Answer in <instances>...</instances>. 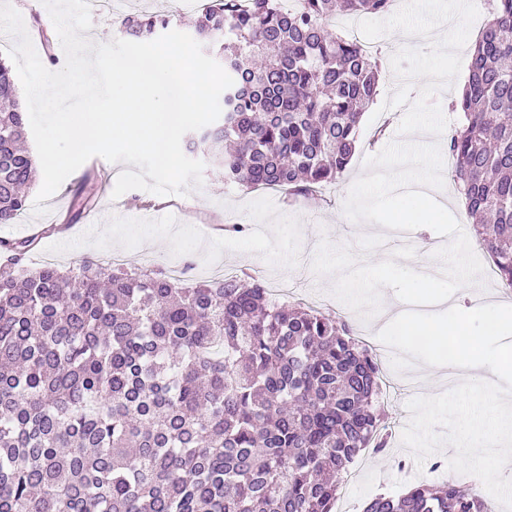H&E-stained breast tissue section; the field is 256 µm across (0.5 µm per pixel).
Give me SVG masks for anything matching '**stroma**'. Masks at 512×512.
<instances>
[{
	"label": "stroma",
	"mask_w": 512,
	"mask_h": 512,
	"mask_svg": "<svg viewBox=\"0 0 512 512\" xmlns=\"http://www.w3.org/2000/svg\"><path fill=\"white\" fill-rule=\"evenodd\" d=\"M10 2L22 15L44 66L62 69L64 59L54 55L58 35L41 0ZM406 44V39L393 32L370 42L381 68L377 103H384L400 83L391 57ZM403 114V109L395 108L374 119L362 116L350 167L338 185L325 186L310 198L291 199L278 190H246L224 182L206 165L202 186L188 195L161 197L131 190L116 199L111 189L102 187L99 175L84 165L48 199L45 214L26 209L15 223L0 224V238L32 239L23 260L29 268L42 266L47 257L65 266L83 257L102 263L118 253L130 268L184 269L189 284L220 280L242 270L262 281L269 293H282L283 303L301 302L348 317L358 337L370 346L390 344V352L381 354L379 361L387 390L382 408L393 435L383 452L365 449L350 467L355 477L348 506L351 512H362L364 503L377 494H398L419 481L447 483L449 470L443 462L448 453L434 450L427 430L451 441L457 435L482 430L481 415L489 408L488 401L479 396L452 395L447 407L425 419V394L402 386L404 372L420 359V351L391 345L388 333L370 321L384 296L404 298L416 287V266L406 263L386 269L371 265L369 254L375 244L358 236L343 204L352 184L366 173L365 158L397 140ZM84 180L96 188L88 209L73 195ZM111 205L120 210L121 218L103 236L91 219ZM229 224L246 225L247 231L228 233L225 227Z\"/></svg>",
	"instance_id": "stroma-1"
}]
</instances>
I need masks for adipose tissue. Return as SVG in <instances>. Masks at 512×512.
<instances>
[{
	"label": "adipose tissue",
	"mask_w": 512,
	"mask_h": 512,
	"mask_svg": "<svg viewBox=\"0 0 512 512\" xmlns=\"http://www.w3.org/2000/svg\"><path fill=\"white\" fill-rule=\"evenodd\" d=\"M378 262L390 265L416 262L418 286L406 301L385 303L382 315L387 326L398 327L407 344L428 353L430 363L448 375V389L477 392L491 398L488 428L465 436L455 446L454 464L467 463L476 456H492L491 467L480 469L482 481L496 479L512 467L507 450L512 447V430L505 421L512 419V395L496 390L494 379L512 374V351L502 343V335L512 329V304L500 302L489 309L487 321L474 326L475 306L469 305L468 291L442 293L437 289L441 269L430 252L420 256L386 249L376 254ZM471 336L467 349L449 351L448 344L460 336Z\"/></svg>",
	"instance_id": "1"
}]
</instances>
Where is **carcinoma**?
Instances as JSON below:
<instances>
[{"label":"carcinoma","mask_w":512,"mask_h":512,"mask_svg":"<svg viewBox=\"0 0 512 512\" xmlns=\"http://www.w3.org/2000/svg\"><path fill=\"white\" fill-rule=\"evenodd\" d=\"M392 0H209L197 40L233 78L224 116L192 141L224 182L304 197L338 182L378 88L377 62L332 31ZM448 136L453 180L512 287V0H488ZM130 14L135 38L167 28ZM0 61V223L36 170ZM2 241L0 512H333L365 448L387 447L380 367L343 319L279 304L256 278L186 288L163 271L21 266ZM364 512H488L450 482L380 494Z\"/></svg>","instance_id":"1"}]
</instances>
